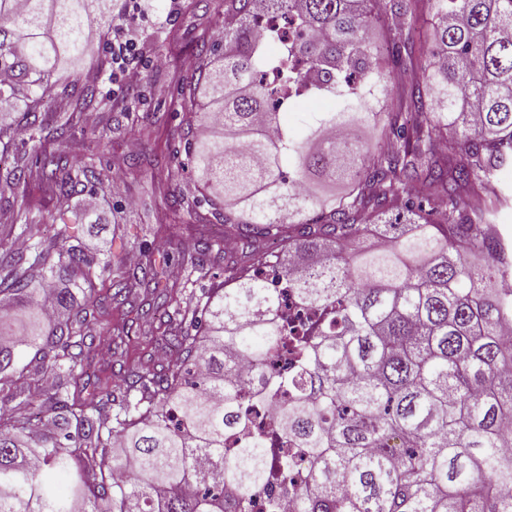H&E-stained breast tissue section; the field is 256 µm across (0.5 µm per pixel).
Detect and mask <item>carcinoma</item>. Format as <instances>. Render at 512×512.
<instances>
[{
	"instance_id": "obj_1",
	"label": "carcinoma",
	"mask_w": 512,
	"mask_h": 512,
	"mask_svg": "<svg viewBox=\"0 0 512 512\" xmlns=\"http://www.w3.org/2000/svg\"><path fill=\"white\" fill-rule=\"evenodd\" d=\"M223 7L179 93L187 137L170 176L194 166L200 196L181 210L247 249L188 245L186 283L220 262L228 279L178 300L152 265L131 270L73 234L94 214L73 200L112 192L111 164L61 176L44 145L95 99L89 23L109 33L124 16L113 0H0V197L33 178L59 203L52 239L29 202L10 224L33 254L0 253V391L20 397L0 413V512H250L268 483L296 512H512V244L494 226L512 164V0ZM394 78L380 145H363ZM284 97L337 109L285 122L271 109ZM18 134L30 165L9 155ZM330 181L347 193L317 199ZM56 283L48 321L41 294ZM278 284L323 312L317 331L293 334ZM99 287L131 309L156 295L165 335L148 362L127 356L134 324H112ZM276 343L296 348L289 373L264 364ZM28 379L42 389L24 396ZM242 405L275 406L273 428ZM276 438L307 456L282 453L274 478Z\"/></svg>"
}]
</instances>
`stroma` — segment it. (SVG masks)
<instances>
[{
	"label": "stroma",
	"mask_w": 512,
	"mask_h": 512,
	"mask_svg": "<svg viewBox=\"0 0 512 512\" xmlns=\"http://www.w3.org/2000/svg\"><path fill=\"white\" fill-rule=\"evenodd\" d=\"M140 8L126 24L137 42L142 79L123 85L119 76L104 72L98 94L106 98L121 91L129 99L130 116L115 129L106 115L96 126L80 125L71 138L82 147L81 155L95 160L122 162V182L99 205L98 225H80L81 237L114 258L129 254L151 259L160 274L161 287L180 291L185 273L177 261L180 248L191 243L189 230L166 222L175 196L194 191L196 175L185 170L177 182L168 180L169 155L183 143L186 131L176 116L181 83L192 79L189 64L203 38L217 26L219 0H139ZM166 63L157 68L155 56Z\"/></svg>",
	"instance_id": "obj_1"
}]
</instances>
